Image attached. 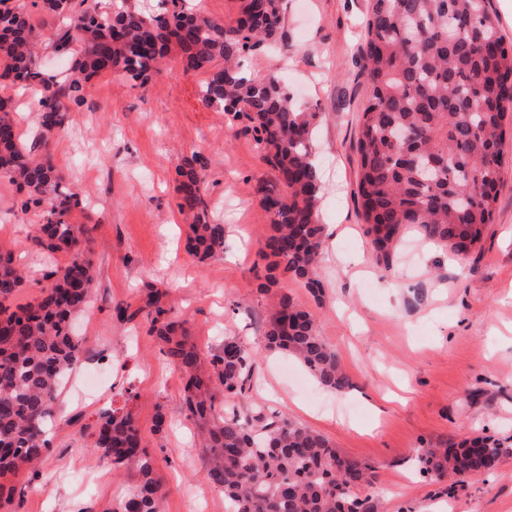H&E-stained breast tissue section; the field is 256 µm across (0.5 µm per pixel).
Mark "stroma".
Returning <instances> with one entry per match:
<instances>
[{"label": "stroma", "instance_id": "1", "mask_svg": "<svg viewBox=\"0 0 512 512\" xmlns=\"http://www.w3.org/2000/svg\"><path fill=\"white\" fill-rule=\"evenodd\" d=\"M366 12L367 0H285L287 51L242 57L254 75L278 74L303 110L318 115L313 153L324 188L323 297L314 300L287 278L275 291L314 315L350 388L334 393L311 378L298 390L295 377L280 371L286 356L264 348L271 297L259 289L265 266L259 248L270 221L260 185L269 173L252 136L202 105V75L184 72L172 52L161 76L142 89L109 73L94 76L82 111L49 150L72 190L108 203L72 217L95 227V312L74 321L84 340L74 375L102 377L104 387L97 401L63 388L49 452L37 470L5 478L18 494L0 512H109L134 479L99 459L85 428L100 409L122 406L132 411L153 458L164 512H224V494L204 469L198 427L184 409L178 368L159 354L144 319L117 317L118 307L142 306L153 289L187 318L201 354L228 336L260 349L259 375L238 406L286 415L366 463L381 512H512V127L495 220L471 252L455 256L410 227L392 268L378 265L357 196L355 144L369 99L359 75ZM0 99L32 144L38 127L32 97L1 81ZM195 153L206 164L208 206L225 230L223 252L202 263L186 250L187 226L177 208L176 168ZM19 199L0 178V246L29 272L9 300L13 306L36 298L35 280L47 263L29 239L35 216L14 211ZM160 413L165 427L158 432ZM474 437L500 443L496 472L454 488L420 474L418 456L426 448Z\"/></svg>", "mask_w": 512, "mask_h": 512}]
</instances>
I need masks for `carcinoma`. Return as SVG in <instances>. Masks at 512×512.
Returning a JSON list of instances; mask_svg holds the SVG:
<instances>
[{
  "label": "carcinoma",
  "instance_id": "1",
  "mask_svg": "<svg viewBox=\"0 0 512 512\" xmlns=\"http://www.w3.org/2000/svg\"><path fill=\"white\" fill-rule=\"evenodd\" d=\"M85 2L41 0L42 12L64 23L44 33L25 6L0 0V80L33 88L45 146L39 154L25 147L12 110L0 101V177L24 193L22 213L42 217L34 243L67 256L47 267L36 302L11 308L5 301L25 273L0 248V477L35 467L48 452L60 391L82 360L83 339L72 320L92 299L91 228L66 220L83 200L66 186L46 146L81 111L92 77L111 73L143 88L177 48L184 71L205 75L202 103L242 124L270 170L261 189L270 232L260 249L268 260L260 287L269 292L280 274L316 301L323 295L316 113L301 110L275 74L257 79L240 63L246 51L283 41V0H235L229 22L184 0H171L173 10L159 13L125 4L100 12ZM47 43L71 49L66 70L42 69L38 47ZM361 76L370 98L357 141L358 192L377 261L392 265L409 225L468 254L494 220L504 126L512 114V45L502 39L492 0H369ZM204 169L197 154L178 169V209L188 223L187 248L199 260L224 250V225L208 212ZM118 316L145 318L159 353L185 372L187 416L199 423L207 476L224 493V512H379L363 492L371 484L366 464L285 415L227 408L257 377L259 350L227 336L203 365L186 320L159 291ZM264 336L266 348L296 359L322 386L350 387L314 315L291 296H276ZM91 436L99 458L135 472L133 489L110 512H163L162 485L132 412H100ZM501 461V448L488 437L429 448L420 457L421 472L436 482L494 471Z\"/></svg>",
  "mask_w": 512,
  "mask_h": 512
}]
</instances>
